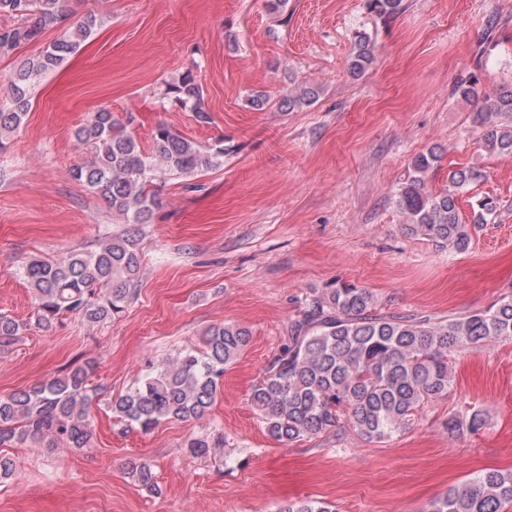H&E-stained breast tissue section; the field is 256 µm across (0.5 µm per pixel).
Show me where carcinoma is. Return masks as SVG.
Segmentation results:
<instances>
[{
	"label": "carcinoma",
	"mask_w": 512,
	"mask_h": 512,
	"mask_svg": "<svg viewBox=\"0 0 512 512\" xmlns=\"http://www.w3.org/2000/svg\"><path fill=\"white\" fill-rule=\"evenodd\" d=\"M65 0H0V56L38 40L45 30L63 33L36 56L20 61L8 78L10 95L0 104V146L15 133L32 106L39 78L60 66L102 24L88 11L72 24ZM370 13L385 20L404 12L406 0H366ZM378 49L364 33L355 36L348 60L354 77L367 72ZM479 74L460 79L456 93L480 103L476 121L483 149L491 155H512V86L479 89ZM319 95L316 85L301 84L280 102L290 111L310 106ZM163 98L188 107L199 122L209 120L202 86L193 72L169 85ZM88 160L71 176L102 198L125 228L100 240L90 252H68L47 261L31 258L22 275L35 308L28 322L0 313V350L16 344L27 330L52 329L63 316L103 324L123 314L137 298L142 274V225L151 222L161 205L156 181L190 177L224 164V146L205 148L161 123L145 150L112 112L102 109L74 132ZM441 152L432 148L414 157L396 203L406 217L405 229L463 253L470 248L469 225L462 222L458 194L481 173L473 168L448 171V182L426 190L430 173L440 168ZM301 315L288 325L279 350L253 386L250 403L263 419L268 436L288 444L317 437L345 426L371 442L382 443L412 424L425 403L448 396L454 376L448 352L476 348L491 340H512V295L489 308L434 322L426 316L388 315L376 308L366 288L336 283L302 300ZM250 342L240 325L211 327L202 347L174 360L150 364L125 394L108 401L112 415L148 432L162 423L198 419L214 403L226 367ZM94 366L72 364L61 375L29 389L0 395V447L27 443L35 448L93 446L89 378ZM485 415L471 410L448 418V434L477 435ZM213 441L197 435L187 442L196 456H206ZM17 464L0 453V484L13 480ZM129 474L142 486L157 490L153 464L146 458L130 462ZM512 506V471L481 473L448 489L426 512H503ZM278 512H335L322 502L300 499Z\"/></svg>",
	"instance_id": "obj_1"
}]
</instances>
